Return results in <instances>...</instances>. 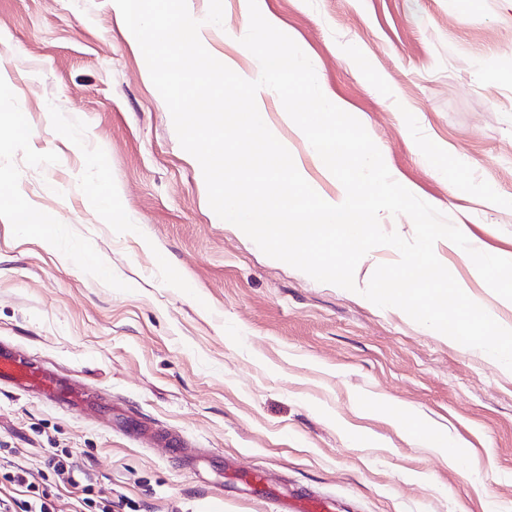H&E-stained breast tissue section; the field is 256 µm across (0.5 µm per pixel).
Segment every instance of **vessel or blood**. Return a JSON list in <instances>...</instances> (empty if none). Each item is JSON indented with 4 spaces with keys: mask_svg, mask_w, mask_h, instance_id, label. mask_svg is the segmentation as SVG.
Returning a JSON list of instances; mask_svg holds the SVG:
<instances>
[{
    "mask_svg": "<svg viewBox=\"0 0 512 512\" xmlns=\"http://www.w3.org/2000/svg\"><path fill=\"white\" fill-rule=\"evenodd\" d=\"M35 393L58 407L78 413L102 412L107 402L90 396L82 387L31 361L26 355L0 345V387ZM277 512H334L328 499L307 494H276Z\"/></svg>",
    "mask_w": 512,
    "mask_h": 512,
    "instance_id": "1",
    "label": "vessel or blood"
}]
</instances>
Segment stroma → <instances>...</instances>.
<instances>
[{"label":"stroma","mask_w":512,"mask_h":512,"mask_svg":"<svg viewBox=\"0 0 512 512\" xmlns=\"http://www.w3.org/2000/svg\"><path fill=\"white\" fill-rule=\"evenodd\" d=\"M243 0H187L204 47L246 74ZM310 59L322 91L357 118L392 177L466 225L471 245L512 255V0H264ZM113 0H0V176L55 246L0 219V341L112 396L134 415L268 471L286 487L335 496L337 512H512V371L482 350L360 295L367 270L399 258L379 246L357 291L272 259L210 208L197 160L180 145ZM268 127L322 196V167L276 92ZM23 110L28 134L6 118ZM446 167L437 174L433 165ZM105 167L112 208L86 183ZM456 189H449V179ZM435 254L498 323L512 325L470 264ZM164 256L168 268L156 265ZM432 423L457 464L408 439ZM0 448L46 488L57 512L79 491L48 472L68 450L112 512H274L108 420L0 388Z\"/></svg>","instance_id":"obj_1"}]
</instances>
